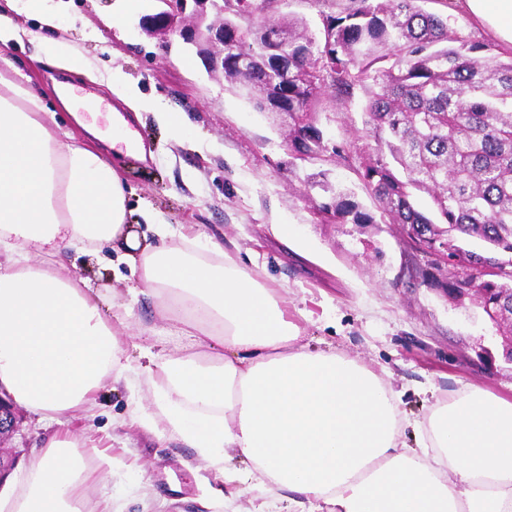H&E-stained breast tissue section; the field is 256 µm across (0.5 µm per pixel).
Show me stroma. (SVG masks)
Segmentation results:
<instances>
[{
  "label": "stroma",
  "mask_w": 512,
  "mask_h": 512,
  "mask_svg": "<svg viewBox=\"0 0 512 512\" xmlns=\"http://www.w3.org/2000/svg\"><path fill=\"white\" fill-rule=\"evenodd\" d=\"M345 0H275L268 19L305 20L319 32L321 16ZM59 15L56 39L83 49L101 70L120 71L146 98L161 99L190 130L176 136L150 113L134 116L106 83L49 68L36 61L37 47L10 43L5 52L60 123L72 127L81 145L97 149L116 131L112 160L126 184L128 222L150 234L152 224L174 233L205 235L220 243L251 274L272 288L288 321L302 330V343L334 350L379 374L400 395L401 410L424 418L433 397L445 398L475 384L512 400V364L502 358L503 334L474 298L447 300L411 276L431 255L406 251L396 225L368 231L374 248H364L352 224L316 223L305 197L307 175L325 172L329 183L354 193L364 207L373 201L354 172L331 162L310 164L288 153V127L277 114L259 111L244 91L206 69L195 49L178 38L163 40L139 26L143 0H44ZM71 84L80 114L93 123L89 136L63 110L56 81ZM362 95L348 104L322 97L319 124L329 138L357 141L364 132ZM289 227L287 237L273 225ZM71 273L114 292L125 309L115 331L132 365L129 383L109 384L96 395L93 417L64 424L87 460L111 454L110 479L92 485L91 500L111 498L112 512H287L283 497H263L249 482H225L192 448L176 437L159 436L133 423V412L154 407L155 387L139 369L141 349L175 353L178 338L156 303L134 294L138 277L115 264L109 251L98 260L73 253ZM6 438L18 467L43 447L54 429L23 407Z\"/></svg>",
  "instance_id": "obj_1"
}]
</instances>
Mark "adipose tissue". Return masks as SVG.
Masks as SVG:
<instances>
[{"label":"adipose tissue","mask_w":512,"mask_h":512,"mask_svg":"<svg viewBox=\"0 0 512 512\" xmlns=\"http://www.w3.org/2000/svg\"><path fill=\"white\" fill-rule=\"evenodd\" d=\"M512 50V0H450ZM47 65L95 75L78 47L13 29ZM113 92L133 112L151 104L120 72ZM119 170L77 143L40 95L0 72V396L56 421L93 414L94 395L127 367L112 320L114 297L70 275L69 251L121 258L164 311L178 353L156 362L154 409L141 424L176 435L210 468L230 452L285 492L295 512H512V401L474 385L405 416L374 371L300 345L277 296L198 237L157 243L126 222ZM39 261H31L30 250ZM71 435L51 437L0 512H112L90 503L91 479L112 475L110 455L87 464Z\"/></svg>","instance_id":"ef3b65f1"}]
</instances>
